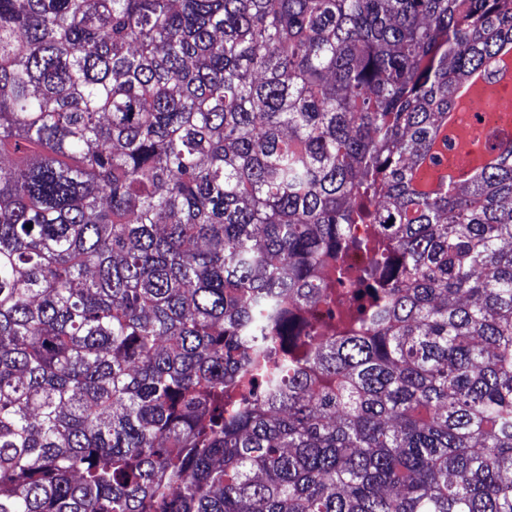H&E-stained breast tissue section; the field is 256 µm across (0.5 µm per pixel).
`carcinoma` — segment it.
I'll return each mask as SVG.
<instances>
[{"label":"carcinoma","mask_w":512,"mask_h":512,"mask_svg":"<svg viewBox=\"0 0 512 512\" xmlns=\"http://www.w3.org/2000/svg\"><path fill=\"white\" fill-rule=\"evenodd\" d=\"M508 45L512 0H0V512H512V134L415 180Z\"/></svg>","instance_id":"obj_1"}]
</instances>
